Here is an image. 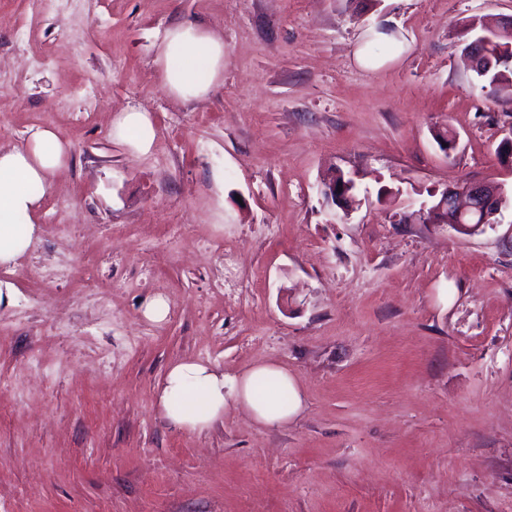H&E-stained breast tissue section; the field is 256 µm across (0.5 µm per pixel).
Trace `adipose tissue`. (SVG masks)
Here are the masks:
<instances>
[{"label":"adipose tissue","instance_id":"ef3b65f1","mask_svg":"<svg viewBox=\"0 0 512 512\" xmlns=\"http://www.w3.org/2000/svg\"><path fill=\"white\" fill-rule=\"evenodd\" d=\"M163 84L178 98L201 99L224 74V42L208 28L183 23L169 28L157 56ZM111 135L136 154H149L155 128L148 112L131 108L112 118ZM69 159V147L49 128L33 131L26 143L0 148V267L15 265L40 232L36 215L54 186L55 173ZM266 390H259V381ZM304 399L295 379L274 363H260L228 376L210 364H173L160 386L159 405L174 426L203 430L231 407L256 423L278 427L295 418Z\"/></svg>","mask_w":512,"mask_h":512}]
</instances>
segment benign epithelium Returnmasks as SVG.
Masks as SVG:
<instances>
[{
	"mask_svg": "<svg viewBox=\"0 0 512 512\" xmlns=\"http://www.w3.org/2000/svg\"><path fill=\"white\" fill-rule=\"evenodd\" d=\"M321 194L328 203L338 202L346 196V186L331 178L324 183ZM504 191L499 183L472 182L458 190H450L438 204V210L448 212L446 223L463 232L478 231L490 224L499 214ZM472 211L480 217L477 224H466L462 217Z\"/></svg>",
	"mask_w": 512,
	"mask_h": 512,
	"instance_id": "obj_1",
	"label": "benign epithelium"
}]
</instances>
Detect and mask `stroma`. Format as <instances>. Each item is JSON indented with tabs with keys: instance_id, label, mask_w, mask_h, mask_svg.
<instances>
[{
	"instance_id": "stroma-1",
	"label": "stroma",
	"mask_w": 512,
	"mask_h": 512,
	"mask_svg": "<svg viewBox=\"0 0 512 512\" xmlns=\"http://www.w3.org/2000/svg\"><path fill=\"white\" fill-rule=\"evenodd\" d=\"M480 18L512 0H0V148L70 147L0 267V512H512V102L461 56ZM189 21L224 77L182 100L156 58ZM129 108L148 155L111 137ZM335 171L358 187L339 214ZM470 181L504 185L496 224L419 220ZM181 360L277 363L304 409L174 427ZM111 135L133 153L147 155L153 148L156 132L148 112L131 108L113 116ZM337 182H346L350 184L348 197L344 201V205L346 208L352 206L356 201V186L355 182L351 178H346L344 173H339L337 176H333L328 182L324 183V187L321 189V194L327 203H332L336 207V201L339 202L346 196V186L343 183ZM335 201V203H334ZM345 207H341L340 209L344 210ZM346 211V209L344 210Z\"/></svg>"
}]
</instances>
